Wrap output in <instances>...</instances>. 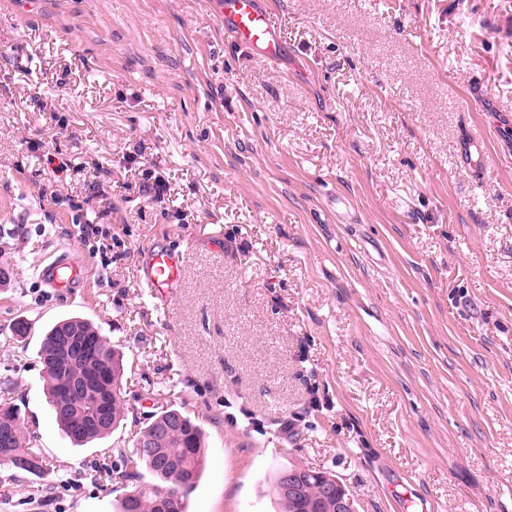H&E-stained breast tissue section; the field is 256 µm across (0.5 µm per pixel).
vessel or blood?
<instances>
[{"mask_svg": "<svg viewBox=\"0 0 512 512\" xmlns=\"http://www.w3.org/2000/svg\"><path fill=\"white\" fill-rule=\"evenodd\" d=\"M218 17L225 31L247 45L257 60L278 64L284 54V41L273 11L259 0H215ZM44 284L59 294L69 293L85 280V266L77 258L62 253L44 262L39 270ZM181 276V256L170 249L154 246L143 251L141 277L151 291L165 295L177 287Z\"/></svg>", "mask_w": 512, "mask_h": 512, "instance_id": "obj_1", "label": "vessel or blood"}]
</instances>
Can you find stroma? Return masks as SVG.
Returning a JSON list of instances; mask_svg holds the SVG:
<instances>
[{
    "instance_id": "1",
    "label": "stroma",
    "mask_w": 512,
    "mask_h": 512,
    "mask_svg": "<svg viewBox=\"0 0 512 512\" xmlns=\"http://www.w3.org/2000/svg\"><path fill=\"white\" fill-rule=\"evenodd\" d=\"M261 3L274 66L207 0H0V404L49 463L0 466V512H112L97 465L173 405L207 438L188 512H275L288 468L357 512H512V0ZM150 246L185 257L162 298ZM64 251L71 295L37 272ZM68 316L127 362L83 447L38 357Z\"/></svg>"
}]
</instances>
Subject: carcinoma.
<instances>
[{
	"instance_id": "carcinoma-1",
	"label": "carcinoma",
	"mask_w": 512,
	"mask_h": 512,
	"mask_svg": "<svg viewBox=\"0 0 512 512\" xmlns=\"http://www.w3.org/2000/svg\"><path fill=\"white\" fill-rule=\"evenodd\" d=\"M74 329L86 344L85 350L70 360L59 354L60 333ZM39 357L46 377V402L62 434L75 447L103 439L117 430L122 421V393L112 394L111 403L103 390L111 380H123V355L87 320L65 318L55 323L42 341ZM89 381L85 391L68 390L75 379ZM15 425L14 441L0 447V465L19 474L40 476L43 456L28 446L17 408L0 406V425ZM205 434L199 424L181 409L171 406L161 411L136 439L131 455L124 457L118 478L135 485L120 501L118 512H159L158 498L172 499L170 512H187L186 498L195 490L206 467ZM148 476H143L140 469ZM323 483L315 477L303 482L300 497L293 501L275 495L280 512H323Z\"/></svg>"
}]
</instances>
